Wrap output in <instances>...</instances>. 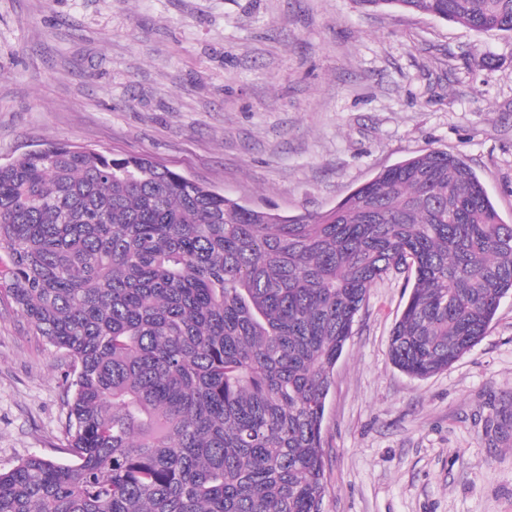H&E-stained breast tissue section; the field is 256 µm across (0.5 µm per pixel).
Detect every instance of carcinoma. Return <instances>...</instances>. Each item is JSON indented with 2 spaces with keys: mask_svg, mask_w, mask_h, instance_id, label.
<instances>
[{
  "mask_svg": "<svg viewBox=\"0 0 512 512\" xmlns=\"http://www.w3.org/2000/svg\"><path fill=\"white\" fill-rule=\"evenodd\" d=\"M512 34V0H355ZM0 281L68 362L65 459L0 470V512H321L336 362L374 283L412 287L389 359L424 379L512 293V224L430 148L297 218L146 156L50 142L0 164ZM482 429L512 437L494 397Z\"/></svg>",
  "mask_w": 512,
  "mask_h": 512,
  "instance_id": "cac0c4a2",
  "label": "carcinoma"
}]
</instances>
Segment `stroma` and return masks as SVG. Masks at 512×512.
<instances>
[{"instance_id":"obj_1","label":"stroma","mask_w":512,"mask_h":512,"mask_svg":"<svg viewBox=\"0 0 512 512\" xmlns=\"http://www.w3.org/2000/svg\"><path fill=\"white\" fill-rule=\"evenodd\" d=\"M47 141L147 155L284 216L429 148L512 220V36L354 0H0V163ZM406 277L370 290L323 422V512H512V293L447 371L388 357ZM0 288V469L64 440L65 371ZM487 404L489 413L485 418L482 432L488 444L496 448L500 442L512 435V408L511 404L492 396Z\"/></svg>"}]
</instances>
